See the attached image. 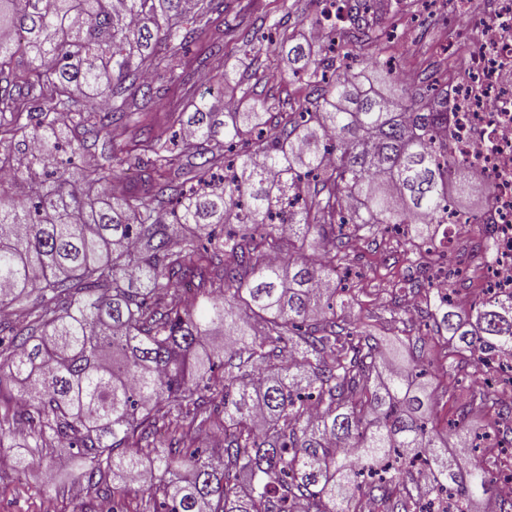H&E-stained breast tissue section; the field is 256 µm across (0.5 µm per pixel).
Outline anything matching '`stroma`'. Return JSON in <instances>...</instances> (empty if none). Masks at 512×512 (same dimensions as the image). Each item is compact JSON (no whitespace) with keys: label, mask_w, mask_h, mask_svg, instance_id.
<instances>
[{"label":"stroma","mask_w":512,"mask_h":512,"mask_svg":"<svg viewBox=\"0 0 512 512\" xmlns=\"http://www.w3.org/2000/svg\"><path fill=\"white\" fill-rule=\"evenodd\" d=\"M292 12H285L283 0H224L222 14L214 15L213 25L220 29L267 28L274 20L287 18L298 42L308 39V19L321 9L318 0H294ZM368 18L383 33L380 47L384 55L397 56L401 71L411 73L414 83L427 87L434 82L455 79L463 67L462 56L441 52L449 37H458L463 48L476 49L480 41L473 27L464 25L455 12L452 0H362ZM207 40L190 43L184 50L189 63L186 80L198 94L211 96L218 105H225L236 93L221 80L211 67H196ZM224 58L250 80L267 82L277 101L287 102L294 86L277 81L276 76L288 72L285 54L273 51L266 44L254 43L250 52L230 42L224 46ZM355 264L365 277L357 290L355 316L377 324L389 316L390 292L396 285L420 281L425 277L423 264L429 256L410 250L392 241L359 244ZM400 330L408 336L421 337L427 343L428 357L438 373L434 382H441V369L447 368L443 337L437 336L428 318L418 310L408 309L401 316ZM69 451L64 447L50 450L39 462L23 474H15L6 452H0V512H101L103 490L79 487L78 480L68 467Z\"/></svg>","instance_id":"35a3bbf8"}]
</instances>
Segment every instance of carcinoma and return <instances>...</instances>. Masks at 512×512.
<instances>
[{
    "label": "carcinoma",
    "instance_id": "carcinoma-1",
    "mask_svg": "<svg viewBox=\"0 0 512 512\" xmlns=\"http://www.w3.org/2000/svg\"><path fill=\"white\" fill-rule=\"evenodd\" d=\"M308 21L327 32L346 12L343 56L277 42L305 94L288 112L234 69L241 108L205 97L179 140L146 132L151 77L183 81L182 50L207 33L224 0H0V447L25 471L64 442L77 479L112 478V512H423L441 486L462 512L492 491L499 432L470 429L490 392L457 398L451 430L433 418L419 340L390 358L375 325L354 328L355 297L338 269L362 239L389 232L420 251L479 182L445 138L448 90L419 93L367 54L380 35L360 3L323 0ZM230 36L247 49L256 30ZM139 126L143 189L119 192L131 150L53 168L66 145ZM25 146L24 162L13 147ZM200 162H191V159ZM174 217L165 221V214ZM39 302L24 308L28 295ZM448 357L477 350L474 380L512 361V292L467 305L413 283ZM223 434L209 455L194 432ZM144 495L125 508L127 487Z\"/></svg>",
    "mask_w": 512,
    "mask_h": 512
}]
</instances>
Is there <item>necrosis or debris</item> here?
Here are the masks:
<instances>
[{"label": "necrosis or debris", "instance_id": "1", "mask_svg": "<svg viewBox=\"0 0 512 512\" xmlns=\"http://www.w3.org/2000/svg\"><path fill=\"white\" fill-rule=\"evenodd\" d=\"M456 8L474 18L484 48L466 54L448 90V137L473 169L497 185L484 213L495 232L482 282L484 293L506 294L512 292V0H495L487 19L474 17L469 0H456Z\"/></svg>", "mask_w": 512, "mask_h": 512}]
</instances>
